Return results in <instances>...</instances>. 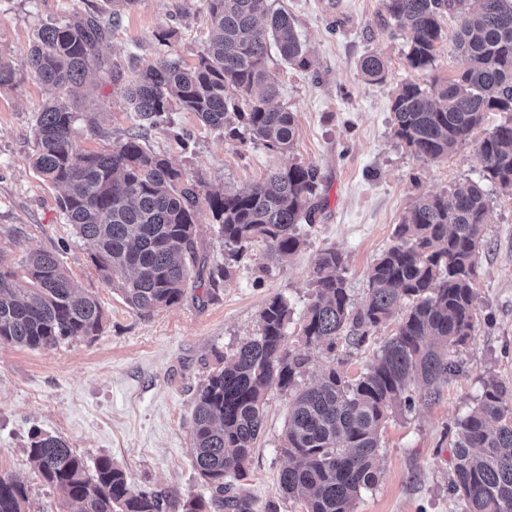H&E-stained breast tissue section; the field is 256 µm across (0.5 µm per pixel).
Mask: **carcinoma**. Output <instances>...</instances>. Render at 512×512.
I'll return each mask as SVG.
<instances>
[{"mask_svg": "<svg viewBox=\"0 0 512 512\" xmlns=\"http://www.w3.org/2000/svg\"><path fill=\"white\" fill-rule=\"evenodd\" d=\"M381 0L408 40V65L425 71L442 38L441 14L459 15L456 34L466 66L452 80L427 91L413 81L395 91L393 135L419 159L448 156L466 143L489 112H512V0ZM212 35L192 67L161 58L147 64L122 95L137 131L105 152L81 149L72 137L76 113L56 99L41 107L33 129L34 168L64 189L59 208L76 234L90 241L99 276L118 288L129 307L149 313L181 301L192 278H202L197 215L206 207L228 249L224 265L208 279L227 278L244 245L260 241L278 259L302 244L301 222L313 223L318 169L290 161L248 188L203 193L200 182L148 149L139 130L164 121L172 104L236 138L240 130L272 151L289 152L299 134L294 113L275 104L279 84L267 66L268 41L281 58L310 67L293 18L273 0H206ZM107 30L101 17L45 25L25 65L37 81L60 90L83 85L102 65ZM360 72L385 80L386 62L368 55ZM483 179L512 195V117L485 131L478 150ZM489 199L476 183L419 197L396 225V243L367 273L368 300L351 308L344 276L346 257L336 248L314 261V299L300 336L329 365L298 387L309 356L286 347L289 307L272 298L260 313L259 332L220 360L195 394L191 451L209 489L178 500L165 490H136L111 458L93 466L58 436L37 435L26 448L42 480L68 512H278L224 482L247 476L263 431L266 394L277 384L292 393L282 433L288 466L284 494L305 512H354L361 491L378 480L380 431L389 410L410 411L412 386L432 389L461 371L457 358L476 330V259ZM25 276L0 263V346L51 348L98 330V300L78 291L51 253L34 252ZM402 315L395 333L366 371L350 380L339 345L358 350L374 331ZM452 492L462 512H512V404L503 386L484 382L475 406L458 423ZM30 488L0 475V512H26Z\"/></svg>", "mask_w": 512, "mask_h": 512, "instance_id": "cac0c4a2", "label": "carcinoma"}]
</instances>
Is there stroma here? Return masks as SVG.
Instances as JSON below:
<instances>
[{
	"label": "stroma",
	"mask_w": 512,
	"mask_h": 512,
	"mask_svg": "<svg viewBox=\"0 0 512 512\" xmlns=\"http://www.w3.org/2000/svg\"><path fill=\"white\" fill-rule=\"evenodd\" d=\"M80 13L102 0H0V63L13 82L0 88V256L13 269L34 251L55 253L82 291L102 308L96 333L52 348L0 346V475L31 490L30 512H61L57 492L44 483L25 453L35 434L64 439L87 463L112 458L137 490L175 496L207 495L190 453L194 393L218 356L256 336L260 312L276 296L290 307L288 349L301 350L297 333L314 288L318 254L340 249L353 308L368 298L367 272L395 242L394 229L421 195L482 181L479 136L440 160L417 159L393 135L391 102L412 80L431 87L464 67L455 36L459 18L444 13L432 68L411 69L407 40L379 0H275L292 16L311 60L289 65L270 49L268 67L279 84L277 102L294 112L299 136L290 156L249 136L226 138L191 112L173 107L170 124L149 132L145 145L219 193L259 181L286 158L317 166L322 177L313 225H300V248L273 262L265 247L248 245L232 275L218 284L190 283L176 305L149 314L133 311L98 275L92 245L67 224L57 200L61 187L32 167L37 112L56 90L36 82L24 61L43 25L63 16L62 4ZM205 0H137L102 46L105 68L94 69L67 103L77 114L80 148L100 151L126 139L131 112L120 90L138 69L163 56L192 66L209 35ZM172 30L169 44L158 41ZM380 55L384 82L366 81L361 59ZM191 132L183 140V132ZM490 199L475 278L476 333L461 348L462 372L435 399L416 398L412 410L387 420L380 435V475L362 492L354 512H456L449 486L458 423L496 378L512 397V196L483 183ZM290 396L278 386L266 395L265 433L255 449L245 491L258 506L301 512L283 495L279 475L288 458L280 443Z\"/></svg>",
	"instance_id": "stroma-1"
}]
</instances>
